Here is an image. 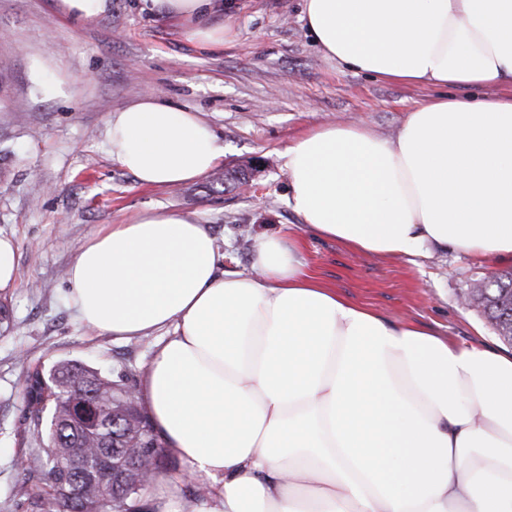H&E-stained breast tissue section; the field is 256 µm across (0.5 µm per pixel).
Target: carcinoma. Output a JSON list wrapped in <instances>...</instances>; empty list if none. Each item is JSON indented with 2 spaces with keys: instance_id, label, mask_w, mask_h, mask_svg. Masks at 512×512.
<instances>
[{
  "instance_id": "obj_1",
  "label": "carcinoma",
  "mask_w": 512,
  "mask_h": 512,
  "mask_svg": "<svg viewBox=\"0 0 512 512\" xmlns=\"http://www.w3.org/2000/svg\"><path fill=\"white\" fill-rule=\"evenodd\" d=\"M476 306L494 333L512 343V270L483 285ZM27 375L29 431L39 448L28 466L58 493L51 505L64 512H145L141 492L151 482L137 455L161 447L151 420L128 397L126 375L114 380L67 361L43 372L66 387L65 406L38 408L54 391Z\"/></svg>"
}]
</instances>
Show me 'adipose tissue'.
<instances>
[{"label": "adipose tissue", "instance_id": "obj_1", "mask_svg": "<svg viewBox=\"0 0 512 512\" xmlns=\"http://www.w3.org/2000/svg\"><path fill=\"white\" fill-rule=\"evenodd\" d=\"M222 0H141L209 48ZM324 55L384 81L486 90L416 104L393 140L316 128L284 153L288 204L356 254L512 257V0H305ZM113 161L145 187L213 171L197 112L145 96L108 121ZM208 225L145 210L107 224L67 272L100 334L168 328L139 390L159 441L210 484L206 512H512V352L457 344L322 286L283 233L228 272Z\"/></svg>", "mask_w": 512, "mask_h": 512}]
</instances>
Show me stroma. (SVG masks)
<instances>
[{"instance_id":"stroma-1","label":"stroma","mask_w":512,"mask_h":512,"mask_svg":"<svg viewBox=\"0 0 512 512\" xmlns=\"http://www.w3.org/2000/svg\"><path fill=\"white\" fill-rule=\"evenodd\" d=\"M56 0H0V232L17 245L13 288L0 292V512H48L50 500L24 462L36 448L23 389L28 370L75 360L125 372L139 388L159 330L119 339L82 325L66 270L106 224L149 208L182 212L210 226L224 268L245 272L240 236L289 227L308 269L325 287L386 321L414 322L459 344L502 340L461 298L473 279L512 269L501 260L436 252L410 264L357 255L314 237L288 205L283 153L297 137L337 123H365L392 138L410 108L435 88L382 81L321 53L303 20V0H235L237 36L209 50L171 18L138 0L78 25ZM151 95L199 113L224 143L220 170L249 164L252 188L210 177L147 188L107 153L112 111Z\"/></svg>"}]
</instances>
